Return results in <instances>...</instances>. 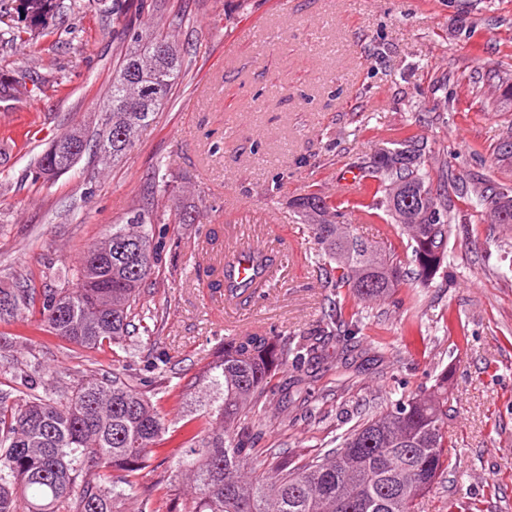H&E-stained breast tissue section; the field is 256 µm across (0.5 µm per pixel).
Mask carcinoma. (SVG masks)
<instances>
[{"instance_id":"carcinoma-1","label":"carcinoma","mask_w":512,"mask_h":512,"mask_svg":"<svg viewBox=\"0 0 512 512\" xmlns=\"http://www.w3.org/2000/svg\"><path fill=\"white\" fill-rule=\"evenodd\" d=\"M59 0H0V23L12 13L25 25L0 27V44L28 43ZM184 55L174 41L137 28L122 64L99 105L112 108V123L93 134L75 128L59 136L95 147L101 160L130 151L142 131L167 103ZM486 81L505 86L512 99V68L501 65ZM112 142V151L103 147ZM435 152L424 138L411 135L392 149L375 153L360 167V178L375 184L376 206L384 209L390 231H403L411 249L409 269L392 246L371 243L333 223L336 207L317 192L293 206L311 229L324 267L323 287L335 299L326 322L313 336L279 338L265 329L224 339L211 361L188 384L183 396L197 417L184 423V440L171 458V476L188 480L190 502L184 512H415L417 501L448 471V375L424 396H402L390 408L366 416L321 458L272 457L270 471L249 463L251 449L231 428L258 424L256 411L274 394L277 371L322 358L323 336L351 333L362 312H347L342 299H384L409 280L434 279L450 257L456 217L446 192L434 187ZM476 213L488 211L496 224H512V189L489 179L461 183ZM411 203H405L406 198ZM435 219L417 221L420 208ZM161 217L135 208L124 224H114L90 245L75 276L43 294L35 330L79 348H125L126 341L148 333L154 320L141 306L142 293L165 249L156 236ZM215 289L237 296L248 290L224 269L204 270ZM35 305L30 289L17 282L0 286V321L15 319ZM10 360L7 382L0 381V512H114L117 502L133 500L138 512H179L164 481L141 482L166 432L165 416L142 390L144 383H165L169 361L156 365L144 381L129 369H98L64 385L55 369L38 372L10 356L0 343V369Z\"/></svg>"}]
</instances>
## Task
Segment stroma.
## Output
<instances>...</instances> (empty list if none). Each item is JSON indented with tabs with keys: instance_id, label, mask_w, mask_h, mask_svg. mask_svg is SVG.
<instances>
[{
	"instance_id": "obj_1",
	"label": "stroma",
	"mask_w": 512,
	"mask_h": 512,
	"mask_svg": "<svg viewBox=\"0 0 512 512\" xmlns=\"http://www.w3.org/2000/svg\"><path fill=\"white\" fill-rule=\"evenodd\" d=\"M61 9L35 44L0 46V75L28 70L41 89L0 99V283L36 292L73 275L87 246L125 223L134 203L163 215L170 244L143 303L166 310L159 338L134 337L138 370L166 353L173 390L154 400L168 415L172 455L188 419L180 389L226 336L261 327L313 331L329 302L322 259L292 206L321 190L341 201L337 223L383 241L386 222L366 214L373 193L349 190L344 173L411 131L453 173H494L512 185L495 150L512 127V100L474 78L512 61V0H155L136 13ZM176 27L189 67L135 147L105 171L83 156L52 181L36 162L72 127L94 129L97 104L130 28ZM164 165L179 196L154 186ZM467 232L428 285L401 286L369 308L361 355L340 364L342 344L304 384L274 378L264 426L242 436L269 448L316 454L336 447L360 409L380 412L397 394L431 389L448 375L451 466L419 512H512V226L483 223L455 201ZM215 230L227 256L258 243L280 265L270 300L227 304L197 279L198 253ZM418 321L409 324V313ZM35 312L0 322L18 356L68 373L111 366L112 351L83 350L34 332Z\"/></svg>"
}]
</instances>
